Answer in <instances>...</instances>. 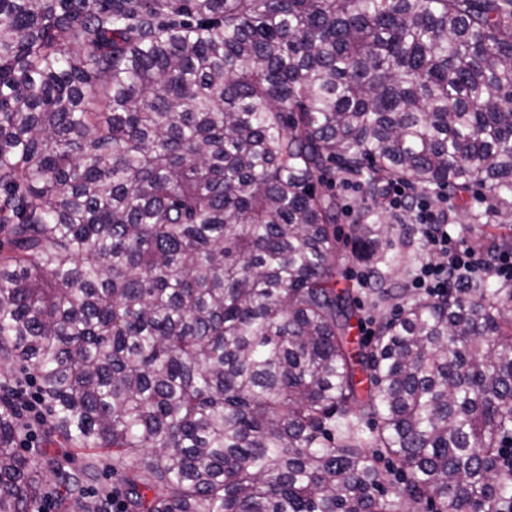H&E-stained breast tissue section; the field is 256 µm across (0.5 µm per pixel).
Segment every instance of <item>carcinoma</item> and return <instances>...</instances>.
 Returning <instances> with one entry per match:
<instances>
[{
    "mask_svg": "<svg viewBox=\"0 0 512 512\" xmlns=\"http://www.w3.org/2000/svg\"><path fill=\"white\" fill-rule=\"evenodd\" d=\"M336 164L511 222L512 0H0V364L112 512H512V289L383 287L355 349ZM389 230L351 228L382 285ZM23 427L0 512L48 494ZM96 470L57 464L77 512ZM11 370L13 373V379L8 382V385L15 387L16 385H22L24 389L27 390H21L15 387L14 390H12L13 395L19 400L22 401V404L26 407V411L33 410V404L32 401L28 398L27 392L34 396L35 394V388L34 386V375L31 370L26 369L23 370L18 365L11 366ZM19 383V384H17ZM104 457L98 458V469L96 476L91 481L84 482V496L87 501H94L102 491L112 492V485L115 481L112 479V457H105L108 454H102Z\"/></svg>",
    "mask_w": 512,
    "mask_h": 512,
    "instance_id": "cac0c4a2",
    "label": "carcinoma"
}]
</instances>
